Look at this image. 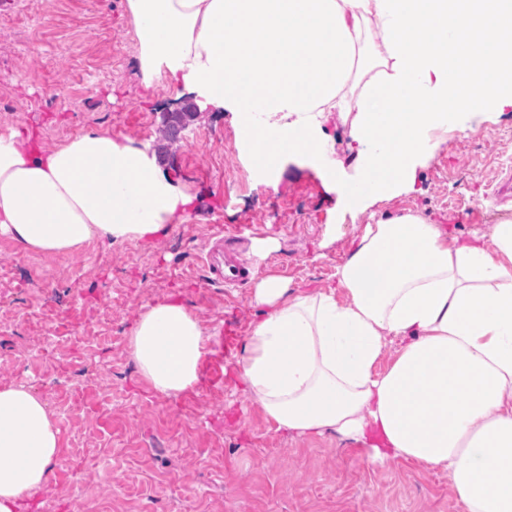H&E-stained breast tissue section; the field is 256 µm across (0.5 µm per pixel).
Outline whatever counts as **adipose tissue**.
I'll return each mask as SVG.
<instances>
[{
	"mask_svg": "<svg viewBox=\"0 0 512 512\" xmlns=\"http://www.w3.org/2000/svg\"><path fill=\"white\" fill-rule=\"evenodd\" d=\"M145 86L166 78L199 109L235 113L275 164L333 155L339 121L356 178L327 192L358 208L415 191L439 136L473 109L512 111V0H125ZM194 198L151 147L90 130L56 148L0 136V235L44 254L156 239ZM239 361L278 428L371 439V463L447 471L463 512H512V217L463 240L408 212L368 225L336 285L267 276ZM401 345L386 371L388 337ZM205 333L179 300L129 337L140 376L176 396L199 380ZM59 454L26 387L0 388V512H19Z\"/></svg>",
	"mask_w": 512,
	"mask_h": 512,
	"instance_id": "1",
	"label": "adipose tissue"
}]
</instances>
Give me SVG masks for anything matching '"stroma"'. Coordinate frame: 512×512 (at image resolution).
<instances>
[{"mask_svg":"<svg viewBox=\"0 0 512 512\" xmlns=\"http://www.w3.org/2000/svg\"><path fill=\"white\" fill-rule=\"evenodd\" d=\"M136 55L124 0L0 9V130L25 126L47 149L92 129L151 143L196 199L189 218L149 242L45 255L0 235V388H33L61 443L21 512H71L78 495L109 512H462L448 472L373 464L364 443L277 428L243 390L238 359L258 317L255 280L280 275L294 292L333 287L352 241L387 215L418 212L461 238L506 215L494 190L512 172V112L477 116L466 150L458 131L442 134L416 192L354 210L325 193L313 161L283 159L271 191L232 113L199 111L163 78L144 88ZM180 110L187 126L172 139L162 115ZM456 188L467 206L449 204ZM237 225L254 280L207 285L203 251ZM266 237L277 250L255 255L252 242ZM171 297L199 319L207 346L197 386L166 397L140 378L128 336L147 305ZM51 332L63 343L40 347Z\"/></svg>","mask_w":512,"mask_h":512,"instance_id":"1","label":"stroma"}]
</instances>
